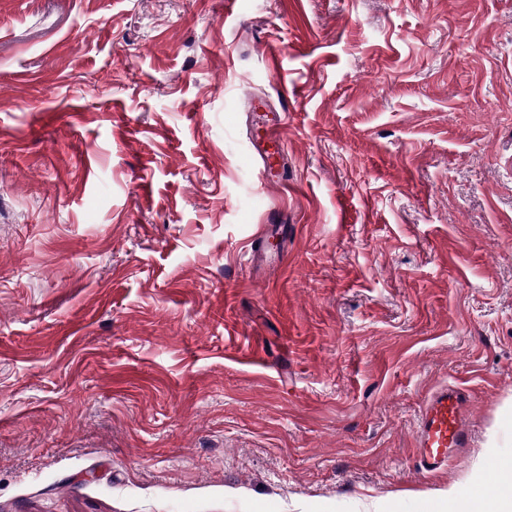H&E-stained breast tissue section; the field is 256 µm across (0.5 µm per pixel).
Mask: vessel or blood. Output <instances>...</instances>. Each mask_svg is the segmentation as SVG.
Instances as JSON below:
<instances>
[{
	"instance_id": "1",
	"label": "vessel or blood",
	"mask_w": 512,
	"mask_h": 512,
	"mask_svg": "<svg viewBox=\"0 0 512 512\" xmlns=\"http://www.w3.org/2000/svg\"><path fill=\"white\" fill-rule=\"evenodd\" d=\"M285 123V116H278L274 129L256 149L264 180L280 185L286 181L279 172L285 147L280 129ZM468 402L466 390L458 385L441 386L427 397L415 431L414 466L419 473L449 469L452 459L469 448Z\"/></svg>"
}]
</instances>
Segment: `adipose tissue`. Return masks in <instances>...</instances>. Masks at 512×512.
Wrapping results in <instances>:
<instances>
[{
	"instance_id": "ef3b65f1",
	"label": "adipose tissue",
	"mask_w": 512,
	"mask_h": 512,
	"mask_svg": "<svg viewBox=\"0 0 512 512\" xmlns=\"http://www.w3.org/2000/svg\"><path fill=\"white\" fill-rule=\"evenodd\" d=\"M441 512H512V460L498 464V478L494 484L482 481L480 472H472L468 479L441 492Z\"/></svg>"
}]
</instances>
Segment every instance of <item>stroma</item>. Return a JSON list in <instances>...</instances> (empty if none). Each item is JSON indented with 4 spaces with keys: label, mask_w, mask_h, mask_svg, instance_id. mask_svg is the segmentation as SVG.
Returning <instances> with one entry per match:
<instances>
[{
    "label": "stroma",
    "mask_w": 512,
    "mask_h": 512,
    "mask_svg": "<svg viewBox=\"0 0 512 512\" xmlns=\"http://www.w3.org/2000/svg\"><path fill=\"white\" fill-rule=\"evenodd\" d=\"M224 2L0 0V512H434L512 457V0ZM286 116L287 113L284 112L278 116L273 125L276 127L266 133V140L263 141L260 147L253 143L254 150L262 162L261 173L264 180L275 182L279 184L280 187H283L284 183L288 181V178L279 173L280 162L285 147L280 130L286 124ZM469 395L459 385H443L426 399L417 419L414 466L421 474L447 470L470 448Z\"/></svg>",
    "instance_id": "stroma-1"
}]
</instances>
